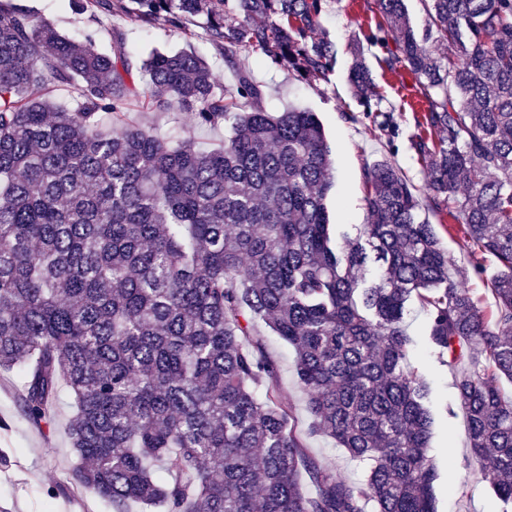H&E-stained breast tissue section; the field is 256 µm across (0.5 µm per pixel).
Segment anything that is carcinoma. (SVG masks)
Here are the masks:
<instances>
[{
  "mask_svg": "<svg viewBox=\"0 0 512 512\" xmlns=\"http://www.w3.org/2000/svg\"><path fill=\"white\" fill-rule=\"evenodd\" d=\"M350 45L348 81L378 112L364 46L406 65L426 103L411 149L419 195L386 158L363 169L370 221L333 243L331 150L316 113L273 114L244 54L328 82L338 50L315 36L325 0H69L76 12L195 29L235 74L184 51L134 59L71 39L0 0V373L36 428L71 396L68 483L109 512H437L430 389L408 363L409 304L429 340L467 368L456 381L480 475L512 509V0H375ZM455 54L429 51V40ZM176 105L224 143L171 145L126 118ZM72 88L77 107L45 95ZM429 210L498 270L487 320ZM380 273L369 280V263ZM262 321L294 351L311 415L284 398ZM318 433L367 467L352 484L316 460ZM311 491L305 493L301 483Z\"/></svg>",
  "mask_w": 512,
  "mask_h": 512,
  "instance_id": "carcinoma-1",
  "label": "carcinoma"
}]
</instances>
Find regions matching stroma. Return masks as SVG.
Returning a JSON list of instances; mask_svg holds the SVG:
<instances>
[{"instance_id": "1", "label": "stroma", "mask_w": 512, "mask_h": 512, "mask_svg": "<svg viewBox=\"0 0 512 512\" xmlns=\"http://www.w3.org/2000/svg\"><path fill=\"white\" fill-rule=\"evenodd\" d=\"M38 15L50 21L63 34L80 37L95 35L100 48H109L113 27L125 31L134 48L155 46L161 49H185L196 52L211 65L219 84L231 82L224 62L204 36L187 39L170 32L164 25L140 27L130 20L112 22L111 18L72 11L67 0H20ZM374 0H327L319 30L336 43L339 53L328 82L308 83L294 72L242 56L241 64L250 69L267 90V108L281 112L291 106L317 113L329 146L334 167L333 186L327 197L332 236H355L357 225L367 223L361 171L364 163L387 155L402 169L417 189L428 183V172L410 148L415 133L416 112L421 109L419 85L407 68L382 71L372 65V76L382 89L383 108L392 110L398 134L387 142L374 115L364 112L348 115L354 100L348 83L351 55L348 45L360 23L371 16ZM128 117L144 129L176 143L208 145L223 140L224 131L197 126L190 114L177 110L157 112L132 101ZM415 345L413 366L426 378L431 389L430 410L434 419L429 454L440 473L435 488L438 512H501L502 504L486 482L480 480L479 461L469 457V441L464 413L456 390L460 366L441 360L427 336L428 316L411 306L406 317ZM266 347L281 370L284 397L293 406L301 427H308L311 416L307 395L294 368V354L287 344L268 336ZM69 414L67 402H60L54 428L39 431L33 427L15 402L6 380L0 379V512H107L92 492L66 493L67 472L74 460L66 435ZM310 453L323 465L346 480L356 483L365 476V466L321 435L308 440Z\"/></svg>"}]
</instances>
